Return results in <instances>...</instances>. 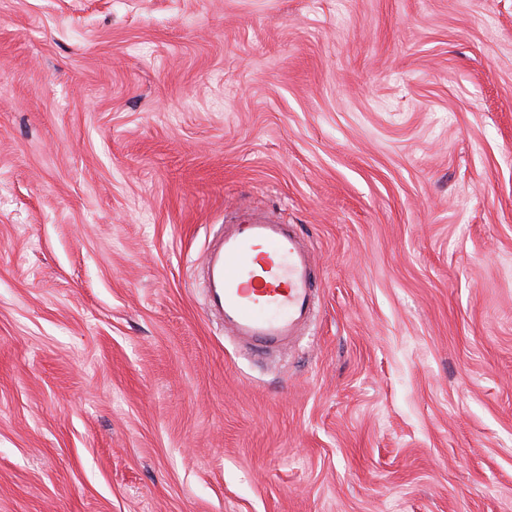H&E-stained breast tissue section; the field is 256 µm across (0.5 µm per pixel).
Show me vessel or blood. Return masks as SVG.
<instances>
[{
  "label": "vessel or blood",
  "mask_w": 512,
  "mask_h": 512,
  "mask_svg": "<svg viewBox=\"0 0 512 512\" xmlns=\"http://www.w3.org/2000/svg\"><path fill=\"white\" fill-rule=\"evenodd\" d=\"M314 269V253L296 225L272 210L245 213L205 250L209 312L253 354L285 350L314 319Z\"/></svg>",
  "instance_id": "obj_1"
}]
</instances>
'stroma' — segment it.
Listing matches in <instances>:
<instances>
[{
	"label": "stroma",
	"mask_w": 512,
	"mask_h": 512,
	"mask_svg": "<svg viewBox=\"0 0 512 512\" xmlns=\"http://www.w3.org/2000/svg\"><path fill=\"white\" fill-rule=\"evenodd\" d=\"M244 208L316 260L267 363ZM0 512H512V0H0ZM224 223V233L207 246L202 262L209 312L221 320L225 335L256 356L285 350L315 316L310 244L274 210Z\"/></svg>",
	"instance_id": "stroma-1"
}]
</instances>
